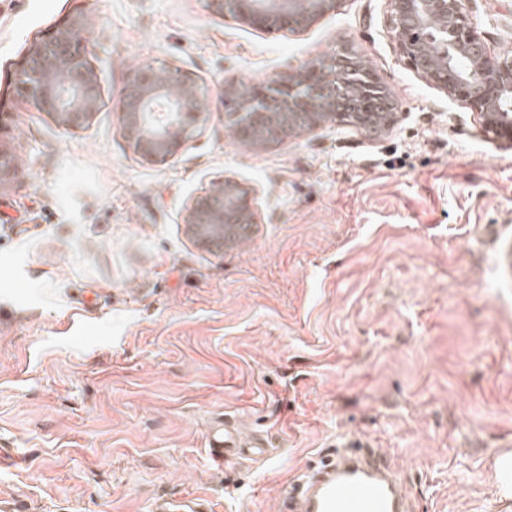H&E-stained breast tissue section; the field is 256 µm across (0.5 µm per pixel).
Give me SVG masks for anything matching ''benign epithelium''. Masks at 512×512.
<instances>
[{
  "label": "benign epithelium",
  "mask_w": 512,
  "mask_h": 512,
  "mask_svg": "<svg viewBox=\"0 0 512 512\" xmlns=\"http://www.w3.org/2000/svg\"><path fill=\"white\" fill-rule=\"evenodd\" d=\"M210 13H239L268 26L307 25L336 7L337 0H204ZM401 53L440 85L448 96L479 112L486 132L512 146V57L491 54L474 33L466 0H392ZM91 21L78 13L50 36L34 44L18 72V81L37 107L65 131L88 127L101 110L103 86L97 69L80 48L79 35ZM335 74L311 83L302 72L267 82L253 94L232 84L235 136L253 147L280 137L267 123L271 114L288 126L316 128L344 118L334 111ZM204 89L172 66L140 65L131 70L116 114L128 148L160 164L177 158L201 133ZM253 189L232 178L206 196L188 200L180 212L189 235L205 246L224 247V234L238 224L256 223Z\"/></svg>",
  "instance_id": "1"
}]
</instances>
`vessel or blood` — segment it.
<instances>
[{"mask_svg":"<svg viewBox=\"0 0 512 512\" xmlns=\"http://www.w3.org/2000/svg\"><path fill=\"white\" fill-rule=\"evenodd\" d=\"M213 460L263 454L259 440H246L223 422L207 438ZM352 441L341 435L340 447L319 466L306 469L283 496L278 512H411L395 471L387 464L352 453Z\"/></svg>","mask_w":512,"mask_h":512,"instance_id":"obj_1","label":"vessel or blood"}]
</instances>
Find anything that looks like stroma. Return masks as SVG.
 <instances>
[{
    "label": "stroma",
    "instance_id": "stroma-1",
    "mask_svg": "<svg viewBox=\"0 0 512 512\" xmlns=\"http://www.w3.org/2000/svg\"><path fill=\"white\" fill-rule=\"evenodd\" d=\"M512 55V0H469ZM106 106L60 129L17 82L66 17ZM357 58L396 120L336 121L261 148L223 94ZM206 92L178 159L133 154L114 106L132 69ZM0 501L25 512H277L340 433L382 449L414 512H512V148L400 52L391 0L310 25L218 18L204 0H0ZM254 187L249 241L202 248L177 214L214 183ZM269 443L215 464L213 418Z\"/></svg>",
    "mask_w": 512,
    "mask_h": 512
}]
</instances>
